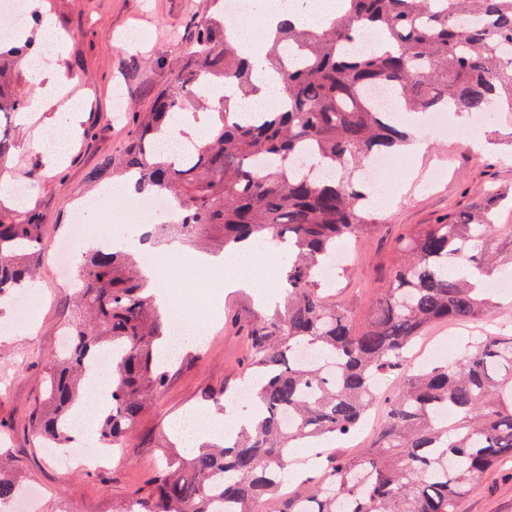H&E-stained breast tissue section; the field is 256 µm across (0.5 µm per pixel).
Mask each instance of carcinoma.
Instances as JSON below:
<instances>
[{"instance_id": "cac0c4a2", "label": "carcinoma", "mask_w": 512, "mask_h": 512, "mask_svg": "<svg viewBox=\"0 0 512 512\" xmlns=\"http://www.w3.org/2000/svg\"><path fill=\"white\" fill-rule=\"evenodd\" d=\"M33 39L0 42V120L28 104L5 90L6 69L32 52ZM269 64L286 106L259 122L236 118L230 99L189 158L165 148L167 121L200 101L201 80L254 89L255 65L235 47L224 11L205 16L179 70L149 110L132 115L133 140L90 180L133 179L141 196L165 195L178 219L141 224L155 244L220 235L237 244L282 248L283 306L252 314L246 331L253 397L261 418L233 442L175 448L153 475L154 495L129 512H458L460 501L496 463L512 461V334L481 336L457 361L410 366L409 350L434 323L490 320L496 303L472 279L489 273L483 249L491 213L507 195L490 188L466 210L397 239V262L372 309L360 316L336 303L320 268L336 241L376 227L375 204L356 169L399 155L407 133L373 99L389 90L407 112L484 117L512 101V0H343L316 29L279 25ZM43 217L0 199V296L30 287L43 246ZM83 314L70 346L45 375L44 439L71 438L66 419L80 397L86 360L106 345L112 357V410L99 421L117 445L168 370L173 325L156 306L128 251L81 256ZM396 370L371 445L331 458L289 491L292 443L350 434L378 401L377 377ZM454 413L442 424V411ZM295 425L283 423L285 415ZM23 492L0 474V506Z\"/></svg>"}]
</instances>
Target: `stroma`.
Returning <instances> with one entry per match:
<instances>
[{
	"label": "stroma",
	"instance_id": "stroma-1",
	"mask_svg": "<svg viewBox=\"0 0 512 512\" xmlns=\"http://www.w3.org/2000/svg\"><path fill=\"white\" fill-rule=\"evenodd\" d=\"M210 0H35L49 11L66 49L55 60L68 78L58 102L79 98L83 110L75 130L46 128L47 113L31 112L7 130L13 143L10 172L25 190L28 209L42 213L45 250L36 286L45 293L32 311L26 335L0 332V454L32 497L35 512H126L134 498L148 496L150 480L167 444L171 426L188 415H227L225 389H237L246 375L245 325L260 307L247 288L225 292L217 322L207 324L200 344L187 346L172 362L165 387L156 394L124 437L122 456L96 467L61 468L36 431L43 409L42 380L59 339L75 317L73 298L81 285L79 262L59 257L62 239L80 201H97L89 173L107 155L121 154L134 135L130 115L151 106L153 93L170 82L191 45L195 23L210 12ZM140 30L139 40L124 34ZM485 148L473 149L470 136L455 139L419 125L414 167L389 182L393 195L382 201L374 231L349 247L348 269L337 275V302L366 313L396 261L394 244L448 211L470 206L486 187L512 190V112L477 123ZM61 146L63 168L52 166L42 145ZM482 321L439 322L413 346V353L442 342L455 361L469 342L490 330ZM459 512H512V463L489 470Z\"/></svg>",
	"mask_w": 512,
	"mask_h": 512
}]
</instances>
